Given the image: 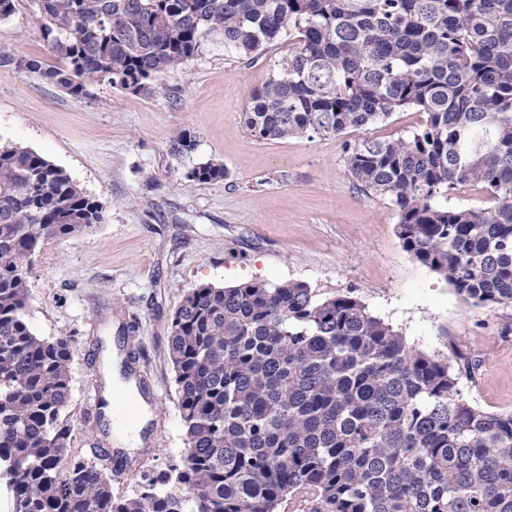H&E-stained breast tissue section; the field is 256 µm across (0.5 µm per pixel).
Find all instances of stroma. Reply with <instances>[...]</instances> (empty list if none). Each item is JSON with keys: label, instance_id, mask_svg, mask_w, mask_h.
<instances>
[{"label": "stroma", "instance_id": "stroma-1", "mask_svg": "<svg viewBox=\"0 0 512 512\" xmlns=\"http://www.w3.org/2000/svg\"><path fill=\"white\" fill-rule=\"evenodd\" d=\"M26 6L0 21V48L62 67ZM294 46L281 38L249 62L208 39L202 54L166 73L151 93L106 83L74 98L38 75L0 63V141L28 147L67 171L103 207L83 234L49 242L29 272V320L72 346L70 453L89 457L104 439L91 397L112 355H135L151 398L146 444L120 459L117 496L179 461L184 436L169 326L187 291L202 284L300 281L323 295L346 289L427 351L475 363L460 388L489 412L512 410V306L465 303L407 253L390 198L366 193L346 152L357 139L393 141L422 129L406 108L358 134L256 140L244 126L250 94ZM195 142L175 154L179 134ZM224 179L187 181L196 164Z\"/></svg>", "mask_w": 512, "mask_h": 512}]
</instances>
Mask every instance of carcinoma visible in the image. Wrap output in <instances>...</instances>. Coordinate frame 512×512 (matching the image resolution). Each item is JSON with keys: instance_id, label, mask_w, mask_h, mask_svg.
Wrapping results in <instances>:
<instances>
[{"instance_id": "1", "label": "carcinoma", "mask_w": 512, "mask_h": 512, "mask_svg": "<svg viewBox=\"0 0 512 512\" xmlns=\"http://www.w3.org/2000/svg\"><path fill=\"white\" fill-rule=\"evenodd\" d=\"M30 2L66 68L0 60L74 98L101 82L150 93L209 37L254 61L295 33L242 113L252 137L339 136L423 110L409 139L356 142L348 169L392 198L403 248L463 301L512 305V0ZM225 175L206 162L186 178ZM470 182L492 206L435 200ZM102 219L64 169L0 144V484L13 512H279L299 495L308 512H512V411L462 395L469 364L409 343L351 289L298 281L187 292L168 336L185 452L114 497L106 464L68 458L70 341L29 322L36 253Z\"/></svg>"}]
</instances>
